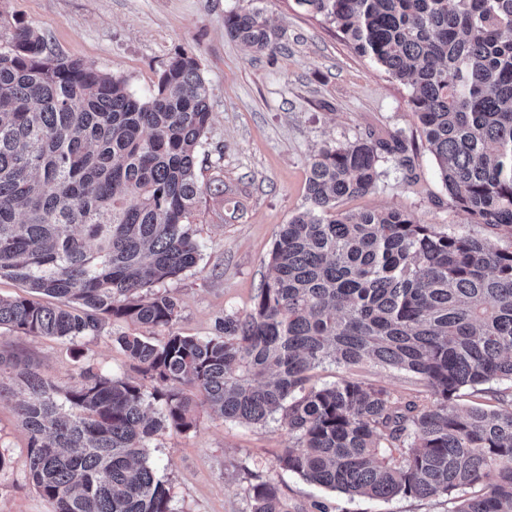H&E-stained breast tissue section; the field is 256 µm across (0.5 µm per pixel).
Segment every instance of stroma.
<instances>
[{"mask_svg": "<svg viewBox=\"0 0 512 512\" xmlns=\"http://www.w3.org/2000/svg\"><path fill=\"white\" fill-rule=\"evenodd\" d=\"M247 7L268 19L272 49L254 52L225 33V15ZM0 18L33 26L56 53L123 77L139 96L150 94L176 54L196 57L212 113L197 172L200 182L221 180L224 192L203 196L194 214L197 267L166 285L181 305L175 333L212 337L224 316L250 312L280 225L309 206V160L326 145L394 133L407 140L410 165L383 159L375 190L343 201L342 209L402 208L420 223L512 250L511 230L473 223L451 202L408 88L294 0H0ZM143 332L112 320L99 335L70 342L0 328V352L32 359L62 385L78 383L88 363L113 378L134 379L135 364L118 339ZM354 376L407 399L427 394L420 381L378 367ZM15 403L12 396L0 400V512H53L29 480V434ZM287 444L279 419L245 426L203 407L195 429L158 433L148 453L176 512H249V488L261 480L278 483L289 504H319L328 512H451L444 497H352L279 472L272 463Z\"/></svg>", "mask_w": 512, "mask_h": 512, "instance_id": "stroma-1", "label": "stroma"}]
</instances>
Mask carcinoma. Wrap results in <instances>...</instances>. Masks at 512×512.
Here are the masks:
<instances>
[{"label":"carcinoma","instance_id":"carcinoma-1","mask_svg":"<svg viewBox=\"0 0 512 512\" xmlns=\"http://www.w3.org/2000/svg\"><path fill=\"white\" fill-rule=\"evenodd\" d=\"M410 91L448 196L476 224L512 229V0H295ZM257 53L274 32L258 9L224 16ZM211 119L195 57L179 53L150 96L52 51L29 25H0V279L64 300L0 298V327L74 340L107 319L165 330L119 343L140 377L89 365L61 386L0 353V398L30 433L29 480L54 512H174L147 463L153 436L280 416L289 444L273 467L349 496H460L453 512H512V250L422 224L404 209L353 214L398 137L327 146L309 163L310 207L279 226L271 274L243 317L209 339L171 331L164 285L196 267L190 216ZM331 363L347 372L317 385ZM363 365L415 376L431 398L403 400L348 376ZM195 389L188 395L182 386ZM463 388L496 405L460 408ZM251 512H290L274 483Z\"/></svg>","mask_w":512,"mask_h":512}]
</instances>
